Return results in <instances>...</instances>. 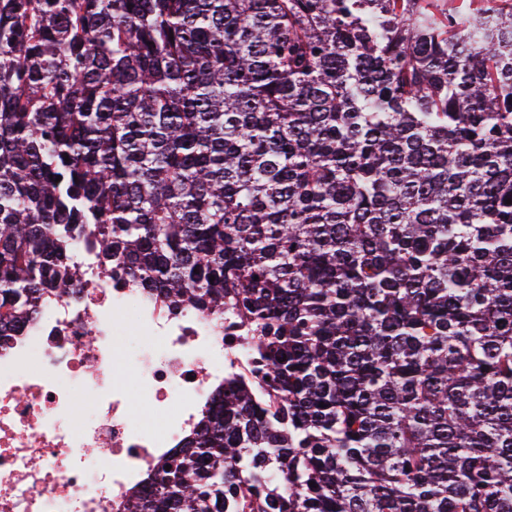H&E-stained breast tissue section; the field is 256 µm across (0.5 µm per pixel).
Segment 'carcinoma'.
<instances>
[{
    "mask_svg": "<svg viewBox=\"0 0 512 512\" xmlns=\"http://www.w3.org/2000/svg\"><path fill=\"white\" fill-rule=\"evenodd\" d=\"M508 199L512 0H0V334L91 226L278 392L146 512H512Z\"/></svg>",
    "mask_w": 512,
    "mask_h": 512,
    "instance_id": "1",
    "label": "carcinoma"
}]
</instances>
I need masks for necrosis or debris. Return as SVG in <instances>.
Instances as JSON below:
<instances>
[{
  "mask_svg": "<svg viewBox=\"0 0 512 512\" xmlns=\"http://www.w3.org/2000/svg\"><path fill=\"white\" fill-rule=\"evenodd\" d=\"M77 275L0 339V512H136L227 382L273 394L249 326L161 307L77 241Z\"/></svg>",
  "mask_w": 512,
  "mask_h": 512,
  "instance_id": "4bbe7bcc",
  "label": "necrosis or debris"
}]
</instances>
